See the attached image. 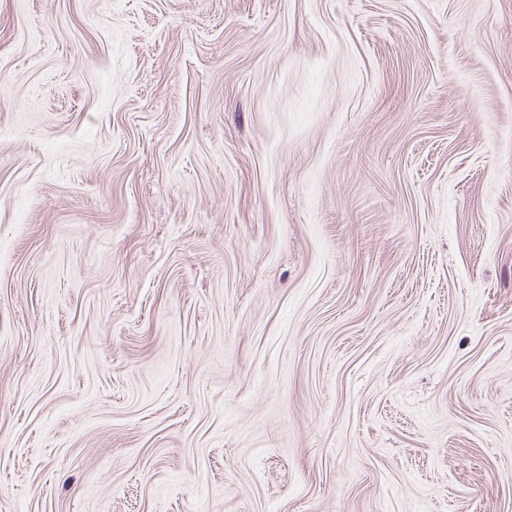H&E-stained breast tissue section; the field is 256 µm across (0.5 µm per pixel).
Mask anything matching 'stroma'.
Returning <instances> with one entry per match:
<instances>
[{"mask_svg": "<svg viewBox=\"0 0 512 512\" xmlns=\"http://www.w3.org/2000/svg\"><path fill=\"white\" fill-rule=\"evenodd\" d=\"M0 512H512V0H0Z\"/></svg>", "mask_w": 512, "mask_h": 512, "instance_id": "stroma-1", "label": "stroma"}]
</instances>
